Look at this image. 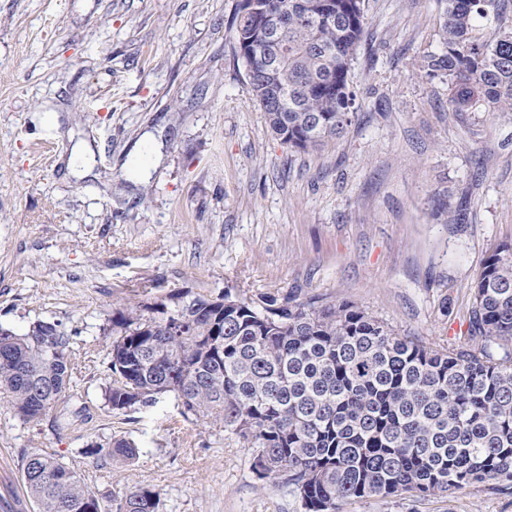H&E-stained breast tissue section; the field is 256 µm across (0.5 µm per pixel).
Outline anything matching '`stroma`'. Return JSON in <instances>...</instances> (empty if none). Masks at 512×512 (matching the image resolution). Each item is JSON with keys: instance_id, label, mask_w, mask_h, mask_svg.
Listing matches in <instances>:
<instances>
[{"instance_id": "35a3bbf8", "label": "stroma", "mask_w": 512, "mask_h": 512, "mask_svg": "<svg viewBox=\"0 0 512 512\" xmlns=\"http://www.w3.org/2000/svg\"><path fill=\"white\" fill-rule=\"evenodd\" d=\"M238 2L0 0V325L58 322L76 357L41 419L0 399V512H36L26 450L107 500L153 488L158 512H303L257 478L254 449L183 417L173 395L110 409L115 312L176 291L291 293L437 346L465 335L484 261L512 242V114L449 111L446 79L419 70L440 47L438 0H365L355 118L308 152L275 139L251 100ZM119 438L135 460L85 453ZM344 512H512V494Z\"/></svg>"}]
</instances>
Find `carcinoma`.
I'll return each instance as SVG.
<instances>
[{"label": "carcinoma", "mask_w": 512, "mask_h": 512, "mask_svg": "<svg viewBox=\"0 0 512 512\" xmlns=\"http://www.w3.org/2000/svg\"><path fill=\"white\" fill-rule=\"evenodd\" d=\"M441 49L420 69L448 79V109L512 112V0H440ZM238 5V54L251 100L290 150L305 151L351 125V66L366 36L363 0H261ZM288 14L276 48L248 42L257 23ZM495 23L477 32L481 20ZM107 393L114 411L171 393L183 414L221 423L258 450L252 469L292 488L303 512H341L353 499L464 492L491 482L512 493V243L484 262L467 335L448 347L402 336L372 313L286 295L174 292L167 302L112 317ZM71 338L58 322L25 334L0 325V392L24 421L70 388ZM105 452L137 456L126 439ZM38 512H104L102 498L54 455H22ZM149 487L113 499L115 512H157Z\"/></svg>", "instance_id": "carcinoma-1"}]
</instances>
